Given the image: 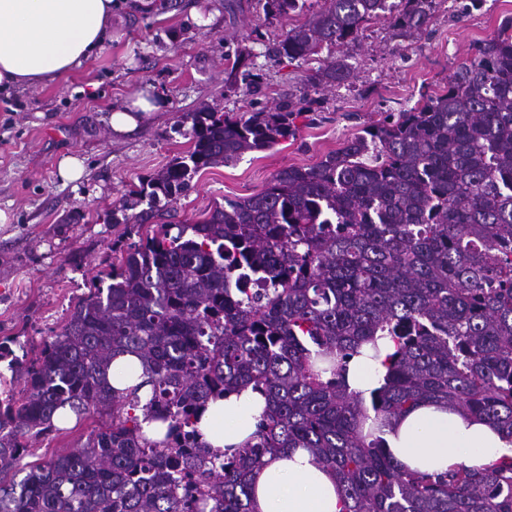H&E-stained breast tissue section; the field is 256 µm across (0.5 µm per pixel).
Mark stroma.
<instances>
[{"instance_id":"stroma-1","label":"stroma","mask_w":512,"mask_h":512,"mask_svg":"<svg viewBox=\"0 0 512 512\" xmlns=\"http://www.w3.org/2000/svg\"><path fill=\"white\" fill-rule=\"evenodd\" d=\"M436 2L433 19L414 38L395 37L386 22L370 23L348 51L353 85L325 92L327 110L315 123L298 120L294 138L201 171L187 195L168 206L163 223H190L224 199L259 191L285 167L318 163L378 112L414 105L442 86L470 58L473 44L512 16V0H485L462 17L454 0ZM154 3L145 12L123 0L112 11L111 42L60 81L0 93V209L13 215L0 224V342L11 340L15 355L59 331L94 276L144 236L143 228L109 224L104 215L183 156L189 140L177 128L186 113L214 107L242 115L250 102L269 105L303 89L309 64L276 56L275 48L323 0H307L303 12L280 18L266 17L261 0H239L232 15L225 0ZM240 49L263 79L259 88L229 91L224 56ZM147 87L161 93L159 109L132 133L112 135L111 107ZM68 156L84 166L72 182L58 174ZM98 424L88 416L35 441L31 461L80 447Z\"/></svg>"}]
</instances>
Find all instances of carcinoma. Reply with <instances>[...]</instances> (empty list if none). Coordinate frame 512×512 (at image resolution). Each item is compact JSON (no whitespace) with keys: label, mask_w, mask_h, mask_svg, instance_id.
I'll list each match as a JSON object with an SVG mask.
<instances>
[{"label":"carcinoma","mask_w":512,"mask_h":512,"mask_svg":"<svg viewBox=\"0 0 512 512\" xmlns=\"http://www.w3.org/2000/svg\"><path fill=\"white\" fill-rule=\"evenodd\" d=\"M305 4L265 0L264 12ZM433 5L324 0L276 49L303 62L328 52L302 96L247 117L187 113L191 150L129 191L112 223L143 226L200 171L294 137L298 118L322 111L318 95L353 79L345 50L366 24L411 37ZM381 338L393 351L377 386L351 390L349 360ZM124 355L139 360L145 403L140 386H112ZM7 357L23 387L0 400V512H252V470L292 448L336 473L342 512H512V456L421 474L364 432L429 401L512 438V17L443 89L381 113L317 164L283 168L192 224L152 225L35 359L0 342ZM248 387L265 398L254 442L210 451L198 413ZM66 406L101 425L81 448L22 464ZM142 416L167 425L163 439L144 436Z\"/></svg>","instance_id":"1"}]
</instances>
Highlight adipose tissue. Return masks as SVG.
Here are the masks:
<instances>
[{"label": "adipose tissue", "mask_w": 512, "mask_h": 512, "mask_svg": "<svg viewBox=\"0 0 512 512\" xmlns=\"http://www.w3.org/2000/svg\"><path fill=\"white\" fill-rule=\"evenodd\" d=\"M113 0H0V85L31 86L58 81L94 55L112 34ZM153 95L134 93L109 115L115 135H124L155 110ZM391 350L351 360L348 382L371 389ZM265 408L263 397L246 389L211 400L197 428L217 453H233L252 441ZM383 437L392 455L421 473L443 472L463 463L479 466L512 454V440L489 421L435 402H423L392 421ZM253 512H341L333 470L316 465L307 450L268 455L252 473Z\"/></svg>", "instance_id": "obj_1"}]
</instances>
